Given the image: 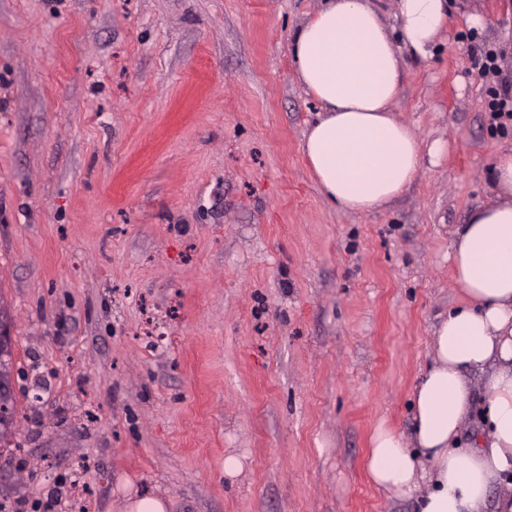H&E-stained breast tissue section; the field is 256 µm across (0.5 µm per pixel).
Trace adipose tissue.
I'll return each instance as SVG.
<instances>
[{"label": "adipose tissue", "mask_w": 512, "mask_h": 512, "mask_svg": "<svg viewBox=\"0 0 512 512\" xmlns=\"http://www.w3.org/2000/svg\"><path fill=\"white\" fill-rule=\"evenodd\" d=\"M448 0H395L402 43H394L372 0H322L291 40L297 78L320 104L303 151L326 198L357 213L401 194L425 157L417 134L392 105L406 78L404 54L424 57L449 24ZM496 199L472 210L449 259L465 304L434 330L433 365L413 392L411 437L380 426L368 469L386 492H421V512H512V151L491 175ZM483 377L482 427L461 444L474 409L473 375Z\"/></svg>", "instance_id": "obj_1"}]
</instances>
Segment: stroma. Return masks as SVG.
<instances>
[{
	"mask_svg": "<svg viewBox=\"0 0 512 512\" xmlns=\"http://www.w3.org/2000/svg\"><path fill=\"white\" fill-rule=\"evenodd\" d=\"M451 4L392 105L445 153L359 214L302 150L290 39L321 0H0V512H419L370 438L412 433L450 245L512 148L472 47L512 73V0ZM2 328V329H1ZM5 328V329H3ZM10 323L8 315L2 307L0 299V330L2 345L0 340V447L2 444L10 442V437L15 434V397L13 391V372L15 370V362L13 360L12 343L7 341L10 337L8 331ZM5 356L1 358V353ZM119 512H167V503L160 496L143 497L139 499L129 498Z\"/></svg>",
	"mask_w": 512,
	"mask_h": 512,
	"instance_id": "obj_1",
	"label": "stroma"
}]
</instances>
